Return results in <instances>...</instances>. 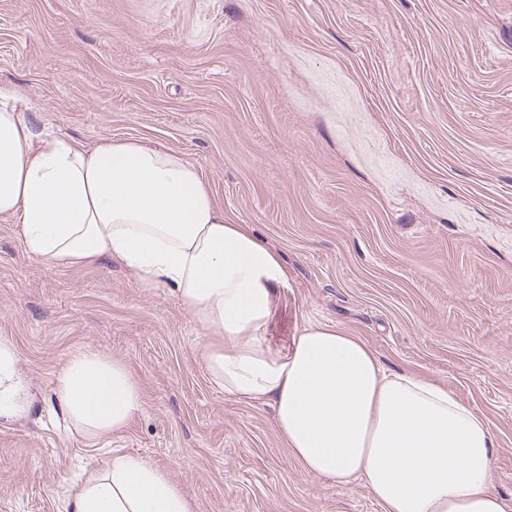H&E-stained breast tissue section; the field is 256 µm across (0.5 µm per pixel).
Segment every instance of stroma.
Instances as JSON below:
<instances>
[{
    "label": "stroma",
    "instance_id": "35a3bbf8",
    "mask_svg": "<svg viewBox=\"0 0 512 512\" xmlns=\"http://www.w3.org/2000/svg\"><path fill=\"white\" fill-rule=\"evenodd\" d=\"M0 89L36 129L158 142L288 268L267 336L333 324L447 387L495 436L512 497V0H0ZM0 512H67L113 452L192 512H382L306 474L270 407L209 380L211 339L117 266L45 269L0 220ZM125 362L144 409L88 441L53 410L66 359ZM14 354L6 343H0V408L9 409L16 392Z\"/></svg>",
    "mask_w": 512,
    "mask_h": 512
}]
</instances>
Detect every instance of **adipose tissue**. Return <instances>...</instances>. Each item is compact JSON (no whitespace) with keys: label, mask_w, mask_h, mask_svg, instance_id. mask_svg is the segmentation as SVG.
Returning <instances> with one entry per match:
<instances>
[{"label":"adipose tissue","mask_w":512,"mask_h":512,"mask_svg":"<svg viewBox=\"0 0 512 512\" xmlns=\"http://www.w3.org/2000/svg\"><path fill=\"white\" fill-rule=\"evenodd\" d=\"M26 105L0 93V219L50 270L123 267L164 286L219 343L205 349L225 395L268 405L302 469L337 485L363 479L383 512H512L492 487L495 436L448 388L388 370L362 340L309 325L273 349L267 330L288 283L278 253L231 224L200 170L134 139L89 147L39 132ZM54 403L91 441L144 408L121 361L85 350L58 373ZM69 512H190L170 479L139 456L113 454L70 496Z\"/></svg>","instance_id":"obj_1"}]
</instances>
